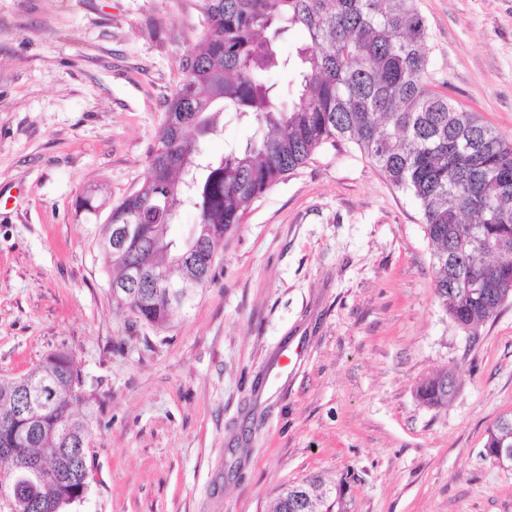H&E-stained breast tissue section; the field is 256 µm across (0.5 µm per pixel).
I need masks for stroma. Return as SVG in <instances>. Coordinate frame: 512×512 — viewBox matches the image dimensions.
<instances>
[{"mask_svg":"<svg viewBox=\"0 0 512 512\" xmlns=\"http://www.w3.org/2000/svg\"><path fill=\"white\" fill-rule=\"evenodd\" d=\"M416 4L432 88L512 143V0ZM203 31L202 0H0V378L73 356L93 439L71 512H264L316 474L348 512H512L483 454L512 411V298L457 326L418 203L354 144L257 198L166 326L113 300L103 225ZM447 370L451 400L423 403ZM448 385V387H447ZM455 379L451 371H446L426 379L419 387L420 398L430 406H441L452 397Z\"/></svg>","mask_w":512,"mask_h":512,"instance_id":"stroma-1","label":"stroma"}]
</instances>
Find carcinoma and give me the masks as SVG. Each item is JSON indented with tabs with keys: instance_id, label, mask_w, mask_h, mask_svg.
<instances>
[{
	"instance_id": "obj_1",
	"label": "carcinoma",
	"mask_w": 512,
	"mask_h": 512,
	"mask_svg": "<svg viewBox=\"0 0 512 512\" xmlns=\"http://www.w3.org/2000/svg\"><path fill=\"white\" fill-rule=\"evenodd\" d=\"M205 31L182 62L183 78L156 134L141 186L112 206L107 224H138L120 250L107 249L113 296L140 321L165 326L186 306L170 285L187 279L204 288L216 247L242 223L249 205L320 146L356 144L392 186L418 202L433 246L435 288L448 316L470 330L512 296V144L475 112L428 85L429 27L416 0H203ZM304 45L280 59L271 39L291 28ZM271 32L272 38L261 34ZM291 75L283 95L275 75ZM252 116L258 139L219 158L201 157L198 138L214 130L223 110ZM195 209L210 227L198 259L177 263L187 244L170 237L177 209ZM145 279L128 287L131 266ZM490 281V293L465 287ZM56 379L53 407L38 420L34 441L19 397L0 379V466L37 461L51 473L30 512H67L89 483L53 476L64 449L88 450L91 422L74 415L73 391L83 380L65 351L31 370ZM450 371L426 379L420 398L441 406L452 397ZM512 442V412L488 429L485 455ZM267 512H348L341 492L320 476L288 484Z\"/></svg>"
}]
</instances>
